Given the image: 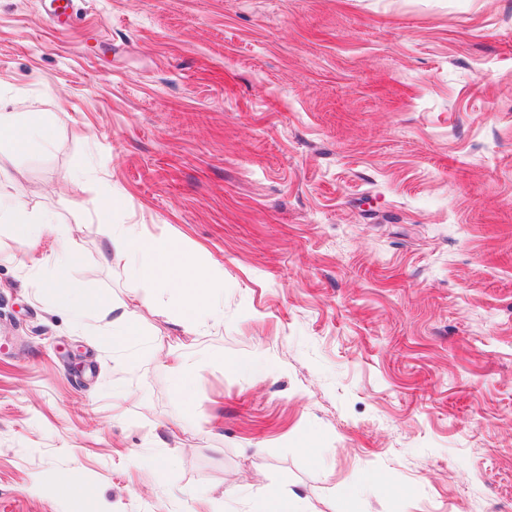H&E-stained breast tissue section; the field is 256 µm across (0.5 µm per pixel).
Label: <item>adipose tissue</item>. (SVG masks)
I'll use <instances>...</instances> for the list:
<instances>
[{"label":"adipose tissue","instance_id":"obj_1","mask_svg":"<svg viewBox=\"0 0 512 512\" xmlns=\"http://www.w3.org/2000/svg\"><path fill=\"white\" fill-rule=\"evenodd\" d=\"M0 224L9 225L15 238L27 244L42 233L54 231L56 222L51 213L30 210L22 198L0 195ZM109 251L120 260L134 253L154 257L155 263L146 275L157 287L173 283L181 289L183 299L174 318L186 332L196 331L212 317L207 292L213 284L214 273L197 265L178 239L164 234L114 231L109 236Z\"/></svg>","mask_w":512,"mask_h":512}]
</instances>
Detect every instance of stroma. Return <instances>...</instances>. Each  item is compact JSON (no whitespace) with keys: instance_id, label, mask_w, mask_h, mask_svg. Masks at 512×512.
I'll use <instances>...</instances> for the list:
<instances>
[{"instance_id":"35a3bbf8","label":"stroma","mask_w":512,"mask_h":512,"mask_svg":"<svg viewBox=\"0 0 512 512\" xmlns=\"http://www.w3.org/2000/svg\"><path fill=\"white\" fill-rule=\"evenodd\" d=\"M0 95L53 135L0 193L57 216L0 227V512H512V0H0ZM92 185L223 277L220 322L134 297ZM122 201L121 193L112 194V186L107 191H98L90 189L88 199L83 201L82 207L93 215L100 223H107L112 210L120 205ZM298 504L294 500H289L280 490L268 488L263 496L258 510L252 512H297Z\"/></svg>"}]
</instances>
